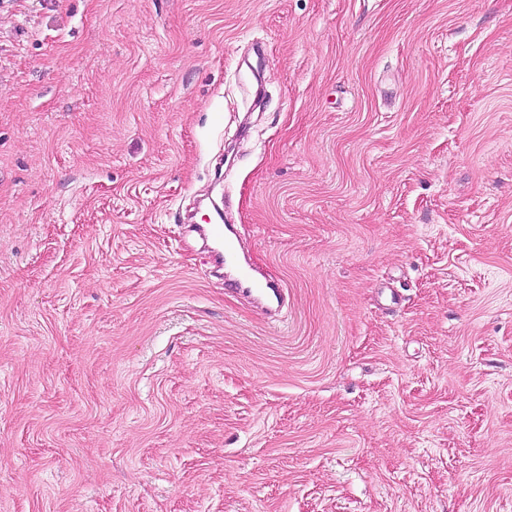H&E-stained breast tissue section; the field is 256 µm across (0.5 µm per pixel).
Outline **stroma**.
<instances>
[{"mask_svg":"<svg viewBox=\"0 0 512 512\" xmlns=\"http://www.w3.org/2000/svg\"><path fill=\"white\" fill-rule=\"evenodd\" d=\"M0 512H512V0H0ZM223 223L222 216L216 211V215L209 219L208 224L199 228L200 232L211 240L216 256L220 259H224V253L231 254L235 249L234 245L227 240ZM229 280L233 282L236 287L235 290L238 293H247L258 298L267 296L270 292H272L276 298H279L280 295L281 288L274 287L268 283H261L253 274L252 269L247 267H238Z\"/></svg>","mask_w":512,"mask_h":512,"instance_id":"1","label":"stroma"}]
</instances>
